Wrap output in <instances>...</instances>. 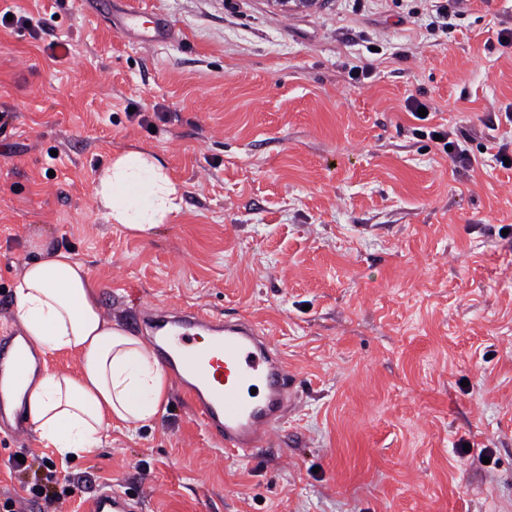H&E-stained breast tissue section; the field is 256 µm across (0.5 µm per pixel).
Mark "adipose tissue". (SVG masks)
Here are the masks:
<instances>
[{"mask_svg":"<svg viewBox=\"0 0 512 512\" xmlns=\"http://www.w3.org/2000/svg\"><path fill=\"white\" fill-rule=\"evenodd\" d=\"M94 197L106 219L141 236L171 223L183 196L161 156L131 149L101 166ZM16 316L42 353L78 357L71 375L26 373L18 389L33 433L61 458L99 447L113 421L143 426L164 411L169 376L152 349L102 312L84 263L45 247L14 282Z\"/></svg>","mask_w":512,"mask_h":512,"instance_id":"ef3b65f1","label":"adipose tissue"}]
</instances>
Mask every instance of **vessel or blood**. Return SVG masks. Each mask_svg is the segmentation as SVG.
Here are the masks:
<instances>
[{
  "label": "vessel or blood",
  "instance_id": "vessel-or-blood-1",
  "mask_svg": "<svg viewBox=\"0 0 512 512\" xmlns=\"http://www.w3.org/2000/svg\"><path fill=\"white\" fill-rule=\"evenodd\" d=\"M208 331L200 340L199 331ZM156 350L187 395L207 433L239 457L269 445L288 407L295 403L288 364L270 338L238 319L218 325L208 312L185 315L155 339ZM37 356L15 331L0 338V429L23 436L26 423L16 408V383ZM128 497L105 489L87 512H134Z\"/></svg>",
  "mask_w": 512,
  "mask_h": 512
}]
</instances>
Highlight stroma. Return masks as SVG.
Segmentation results:
<instances>
[{
    "mask_svg": "<svg viewBox=\"0 0 512 512\" xmlns=\"http://www.w3.org/2000/svg\"><path fill=\"white\" fill-rule=\"evenodd\" d=\"M0 0V332L44 241L71 251L104 314L141 306L247 319L293 371L267 449L225 453L178 385L137 430L57 460L0 432V503L40 512L55 463L85 512H512V0ZM168 24L144 44L127 14ZM454 131L466 166L408 111ZM161 155L183 210L148 236L106 221L111 156ZM490 464H483L482 455ZM40 467H43L46 472H44L42 478L29 486L28 491L33 497L42 499L47 508H51L62 499L61 494L56 490V472L48 467L45 462H42ZM137 503L112 489H104L88 503L87 512H133Z\"/></svg>",
    "mask_w": 512,
    "mask_h": 512,
    "instance_id": "stroma-1",
    "label": "stroma"
}]
</instances>
